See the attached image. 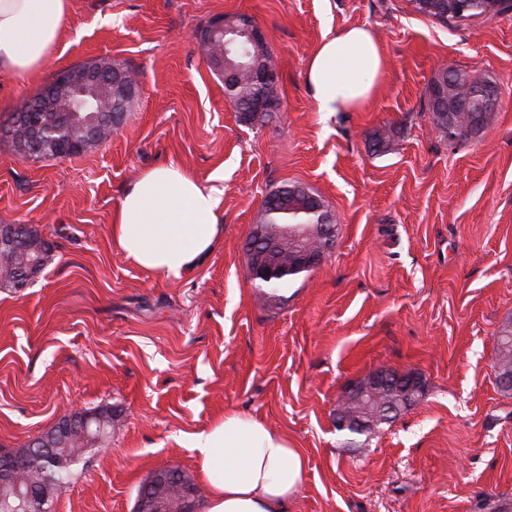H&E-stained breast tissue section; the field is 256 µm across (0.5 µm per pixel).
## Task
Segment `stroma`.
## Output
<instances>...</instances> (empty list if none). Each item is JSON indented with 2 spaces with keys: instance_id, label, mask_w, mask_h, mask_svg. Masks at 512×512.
Listing matches in <instances>:
<instances>
[{
  "instance_id": "stroma-1",
  "label": "stroma",
  "mask_w": 512,
  "mask_h": 512,
  "mask_svg": "<svg viewBox=\"0 0 512 512\" xmlns=\"http://www.w3.org/2000/svg\"><path fill=\"white\" fill-rule=\"evenodd\" d=\"M244 14L263 30L281 110L243 123L199 46ZM363 26L385 68L359 108L318 111L305 81L325 34ZM108 59L138 75L105 143L68 157L18 154L8 130L58 71ZM445 67L494 80L475 138L433 130ZM389 147L375 151L376 134ZM201 183L223 172L224 237L190 276L146 275L112 244V214L146 169ZM318 194L337 224L325 263L262 303L243 244L264 197ZM0 224H25L49 260L0 289V449L61 415L111 406L54 512H133L160 466L200 488L192 437L227 412L287 434L305 458L288 512H490L512 502V396L493 358L512 320V11L448 23L410 0H72L36 75L0 85ZM375 369L420 375V404L369 439L336 429L337 399Z\"/></svg>"
}]
</instances>
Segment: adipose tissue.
<instances>
[{
	"mask_svg": "<svg viewBox=\"0 0 512 512\" xmlns=\"http://www.w3.org/2000/svg\"><path fill=\"white\" fill-rule=\"evenodd\" d=\"M70 0H0V82L36 73L57 45ZM384 60L371 33L352 26L324 37L305 80L320 111L361 105ZM224 235L220 191L184 169L154 167L126 188L112 218V243L149 276L188 275ZM209 485L205 512H287L305 461L286 435L226 413L194 435Z\"/></svg>",
	"mask_w": 512,
	"mask_h": 512,
	"instance_id": "obj_1",
	"label": "adipose tissue"
}]
</instances>
